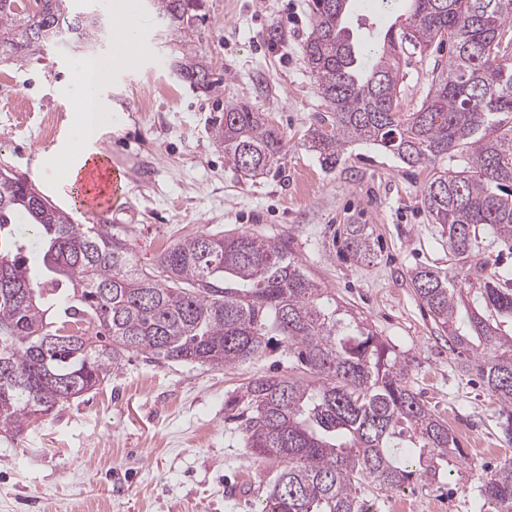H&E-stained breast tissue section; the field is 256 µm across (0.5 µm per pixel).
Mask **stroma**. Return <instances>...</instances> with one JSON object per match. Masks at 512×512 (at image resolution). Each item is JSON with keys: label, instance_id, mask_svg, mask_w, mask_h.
<instances>
[{"label": "stroma", "instance_id": "stroma-1", "mask_svg": "<svg viewBox=\"0 0 512 512\" xmlns=\"http://www.w3.org/2000/svg\"><path fill=\"white\" fill-rule=\"evenodd\" d=\"M114 0H79L99 17L91 42L45 47L26 62L0 55V167L27 178L76 223L67 187H52L50 162L70 134L68 95L78 90L76 62L111 40ZM205 19L191 45L215 81L207 93L181 82L170 66L178 33L142 7L148 50L115 65L103 95L112 129L98 141L109 167L125 172L118 208L103 223L124 231L140 263L200 233L278 237L309 275L351 308L367 328L411 362V383L453 430L465 458L460 474L415 478L395 492L363 485L364 512H478L472 471L506 460L498 405L415 296L409 273L450 268L448 247L421 202L425 173L375 145L346 146L325 168L303 145L306 129L328 108L304 55L311 0H204ZM406 0H354L355 37L407 29ZM447 49L401 57L400 109L416 111ZM267 113L287 143L265 177L238 172L215 139L226 102ZM366 225L369 261L341 252L335 232ZM279 350L232 367L125 359L97 389L14 438L0 436V512H260L276 462L249 454L224 401L250 378L288 376Z\"/></svg>", "mask_w": 512, "mask_h": 512}]
</instances>
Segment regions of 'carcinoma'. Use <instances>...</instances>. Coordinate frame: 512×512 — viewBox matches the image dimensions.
Returning a JSON list of instances; mask_svg holds the SVG:
<instances>
[{"instance_id":"1","label":"carcinoma","mask_w":512,"mask_h":512,"mask_svg":"<svg viewBox=\"0 0 512 512\" xmlns=\"http://www.w3.org/2000/svg\"><path fill=\"white\" fill-rule=\"evenodd\" d=\"M189 42L203 0H151ZM353 0H313L305 54L328 117L303 145L336 167L345 146H380L410 168H431L422 203L448 243L447 270L410 272L415 295L497 400L512 444V269L473 266L486 237L512 242V0H410L411 32L389 29L355 79L346 34ZM73 0H0V50L23 60L48 44L94 36L99 20ZM448 43V69L431 75L415 112L400 111L403 43ZM181 79L212 87L197 56ZM217 142L238 169L267 174L283 134L245 101L224 105ZM459 170H437L442 159ZM357 260L373 252L364 224L343 231ZM38 255L28 257L31 241ZM483 277L482 310L460 316L462 288ZM275 345L301 368L261 375L225 400L252 454L283 464L260 512H362L364 484L388 492L440 477L464 451L452 429L410 385L395 349L319 287L282 239L201 233L141 265L125 235L76 224L27 179L0 168V433L19 437L56 407L88 393L125 358L232 367ZM483 512H512V460L478 477Z\"/></svg>"}]
</instances>
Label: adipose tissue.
I'll use <instances>...</instances> for the list:
<instances>
[{
  "mask_svg": "<svg viewBox=\"0 0 512 512\" xmlns=\"http://www.w3.org/2000/svg\"><path fill=\"white\" fill-rule=\"evenodd\" d=\"M134 0H118L113 17L119 35L109 42L90 63H79L76 72L83 88L80 96L70 99L69 109L75 114L72 135L56 154L61 162L55 170L64 185L79 190L81 173L93 151L94 143L112 126V108L102 97V90L112 81V63L122 59V43L136 34L137 13Z\"/></svg>",
  "mask_w": 512,
  "mask_h": 512,
  "instance_id": "1",
  "label": "adipose tissue"
}]
</instances>
